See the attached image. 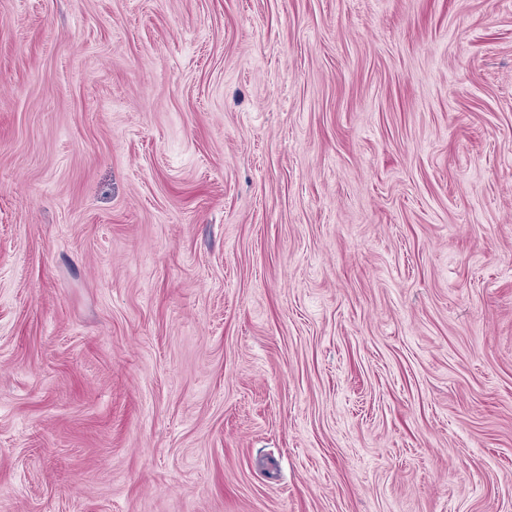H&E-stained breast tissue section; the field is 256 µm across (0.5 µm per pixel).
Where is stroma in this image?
I'll use <instances>...</instances> for the list:
<instances>
[{"label":"stroma","mask_w":512,"mask_h":512,"mask_svg":"<svg viewBox=\"0 0 512 512\" xmlns=\"http://www.w3.org/2000/svg\"><path fill=\"white\" fill-rule=\"evenodd\" d=\"M0 512H512V0H0Z\"/></svg>","instance_id":"stroma-1"}]
</instances>
